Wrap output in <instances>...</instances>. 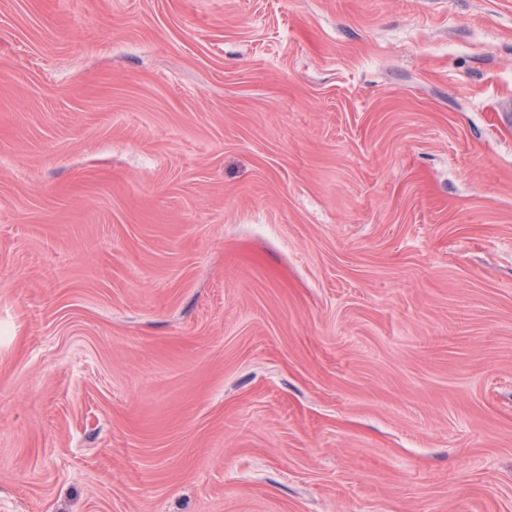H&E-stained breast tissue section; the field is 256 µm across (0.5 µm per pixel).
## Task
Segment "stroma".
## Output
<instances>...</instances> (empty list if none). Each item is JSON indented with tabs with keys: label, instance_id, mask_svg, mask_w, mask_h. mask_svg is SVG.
<instances>
[{
	"label": "stroma",
	"instance_id": "stroma-1",
	"mask_svg": "<svg viewBox=\"0 0 512 512\" xmlns=\"http://www.w3.org/2000/svg\"><path fill=\"white\" fill-rule=\"evenodd\" d=\"M0 512H512V0H0Z\"/></svg>",
	"mask_w": 512,
	"mask_h": 512
}]
</instances>
